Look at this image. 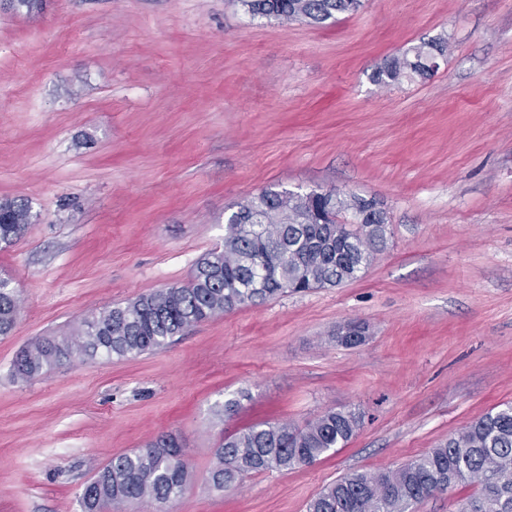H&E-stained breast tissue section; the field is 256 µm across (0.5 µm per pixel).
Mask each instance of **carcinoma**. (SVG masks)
<instances>
[{
	"label": "carcinoma",
	"mask_w": 512,
	"mask_h": 512,
	"mask_svg": "<svg viewBox=\"0 0 512 512\" xmlns=\"http://www.w3.org/2000/svg\"><path fill=\"white\" fill-rule=\"evenodd\" d=\"M253 19L322 24L352 14L362 0H237ZM443 42L423 44L394 57L376 71L388 84L434 73ZM346 199L316 191L263 190L228 218L224 244L211 249L186 285H173L86 315L76 336L43 338L25 349L16 373L33 379L52 364L72 358L135 357L161 349L192 326L224 311L284 293L339 286L356 279L384 243L386 228L354 231L336 223ZM32 223L25 201L0 203V243L10 244ZM18 301L0 278V336L13 330ZM361 426L352 410L330 409L305 427L259 423L223 440L209 472L222 491L248 474L294 470L334 448H343ZM189 473L177 441L167 435L144 448L118 454L98 467L82 494L85 512H106L133 500L159 505L181 497ZM473 485L458 512H512V402L474 419L439 447L396 469L353 472L329 484L309 512H409L436 492Z\"/></svg>",
	"instance_id": "carcinoma-1"
}]
</instances>
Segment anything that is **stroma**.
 <instances>
[{
    "label": "stroma",
    "instance_id": "35a3bbf8",
    "mask_svg": "<svg viewBox=\"0 0 512 512\" xmlns=\"http://www.w3.org/2000/svg\"><path fill=\"white\" fill-rule=\"evenodd\" d=\"M434 41L432 76L374 82ZM283 188L381 203L386 242L357 279L15 377L35 340L186 283L240 204ZM7 199L34 221L0 248L21 304L0 336V512H82L96 467L161 434L182 446L185 494L118 512H307L340 477L398 468L512 401V0H364L323 26L236 0L0 4ZM351 319L368 340L331 342ZM343 408L362 414L345 447L210 488L225 436Z\"/></svg>",
    "mask_w": 512,
    "mask_h": 512
}]
</instances>
